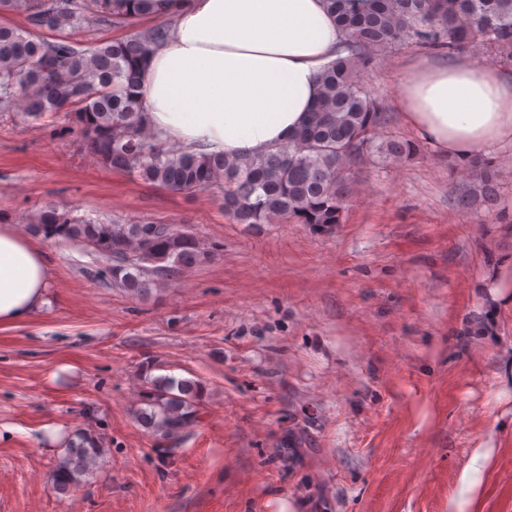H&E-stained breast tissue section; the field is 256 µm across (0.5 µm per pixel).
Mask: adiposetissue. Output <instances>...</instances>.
Instances as JSON below:
<instances>
[{
  "label": "adipose tissue",
  "instance_id": "obj_1",
  "mask_svg": "<svg viewBox=\"0 0 512 512\" xmlns=\"http://www.w3.org/2000/svg\"><path fill=\"white\" fill-rule=\"evenodd\" d=\"M342 40L326 0H184L168 41L142 66L149 125L191 152L236 157L287 144ZM394 105L451 159L512 141V80L466 58L409 62ZM50 279L42 249L0 223V325L42 307Z\"/></svg>",
  "mask_w": 512,
  "mask_h": 512
}]
</instances>
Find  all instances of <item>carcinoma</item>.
Wrapping results in <instances>:
<instances>
[{"mask_svg": "<svg viewBox=\"0 0 512 512\" xmlns=\"http://www.w3.org/2000/svg\"><path fill=\"white\" fill-rule=\"evenodd\" d=\"M181 2L0 0V14L24 20L0 25V112L31 122L62 112L79 125L84 154L99 164L180 193L215 189L224 213L238 224L290 222L325 234L341 223L352 167L370 155L399 161L413 153L395 134L376 139L382 112L362 74L378 52L407 41L452 57L479 41L512 59V0H327L344 35L342 55L319 74V103L294 140L252 156L193 154L151 130L140 95V61L167 39L169 24L88 45L64 34L68 27L95 31L135 17L169 16ZM450 167L466 176L459 208L479 222L506 217L498 209L499 170L491 158L478 155ZM28 224L35 236L80 246L94 262H106L94 276L140 298L218 251L186 224L103 221L51 202ZM199 391L190 379L156 377L136 415L147 429L175 436L196 422ZM102 457L91 437L79 435L52 470L51 488L68 494L95 473Z\"/></svg>", "mask_w": 512, "mask_h": 512, "instance_id": "cac0c4a2", "label": "carcinoma"}]
</instances>
